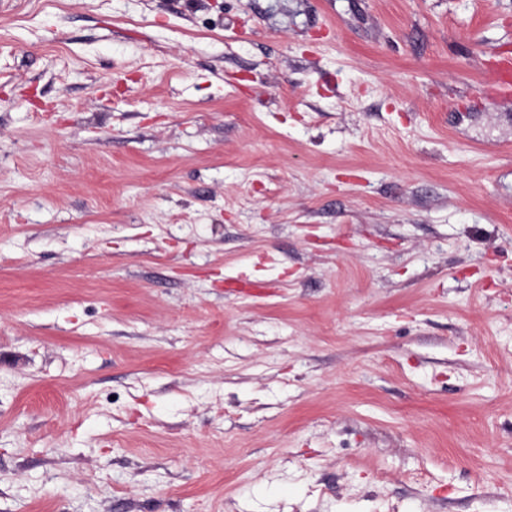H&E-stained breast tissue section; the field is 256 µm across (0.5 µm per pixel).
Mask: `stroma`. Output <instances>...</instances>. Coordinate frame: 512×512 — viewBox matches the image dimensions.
I'll return each instance as SVG.
<instances>
[{"mask_svg": "<svg viewBox=\"0 0 512 512\" xmlns=\"http://www.w3.org/2000/svg\"><path fill=\"white\" fill-rule=\"evenodd\" d=\"M512 0H0V512H512Z\"/></svg>", "mask_w": 512, "mask_h": 512, "instance_id": "obj_1", "label": "stroma"}]
</instances>
